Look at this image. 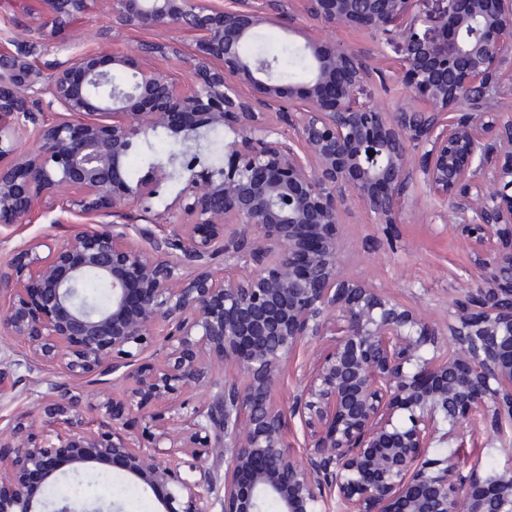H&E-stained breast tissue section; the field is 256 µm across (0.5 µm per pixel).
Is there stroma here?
<instances>
[{"label": "stroma", "instance_id": "obj_1", "mask_svg": "<svg viewBox=\"0 0 512 512\" xmlns=\"http://www.w3.org/2000/svg\"><path fill=\"white\" fill-rule=\"evenodd\" d=\"M33 25L27 0H0V49L16 59L18 82L30 81L38 72L48 73L51 64L84 51L108 52L116 41L133 45L158 37L156 31L140 30L113 39L112 15L101 4L53 41L38 38ZM309 27L323 41L366 54L373 70L367 90L382 109L391 112L398 104L412 101V93L388 65L392 50L384 40L356 28L333 31L314 21ZM438 210L437 201L420 183L411 189L410 202L395 224L375 223L361 202L349 200L341 217L340 259L345 274L441 319L460 297L474 266L454 223H443ZM76 230L74 216L67 213L56 224L45 215L31 224H0V262L26 246L47 255L49 244ZM61 378L60 368L35 365L20 342L0 335V429L20 420H36L38 403L51 383ZM94 471L110 482L86 486L81 498L72 503L75 512H160L154 493L131 475L108 464L95 465Z\"/></svg>", "mask_w": 512, "mask_h": 512}]
</instances>
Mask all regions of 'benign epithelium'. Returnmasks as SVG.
Listing matches in <instances>:
<instances>
[{
  "label": "benign epithelium",
  "mask_w": 512,
  "mask_h": 512,
  "mask_svg": "<svg viewBox=\"0 0 512 512\" xmlns=\"http://www.w3.org/2000/svg\"><path fill=\"white\" fill-rule=\"evenodd\" d=\"M300 13L332 29L385 37L412 103L385 112L366 92L361 54L304 35L300 86L240 47L256 28ZM50 37L101 2L115 29L158 41L56 64L41 87H0V223L30 224L39 202L85 219L160 195L147 225L88 226L0 267V333L68 380L40 403L45 430L19 422L0 443V512H38L35 488L60 469L110 462L156 492L162 512H512V466L465 463L464 421L493 431L512 457V0H37ZM193 37L184 53L182 37ZM186 58L191 85L166 62ZM122 70L126 78L114 79ZM37 97L58 119L21 145ZM225 128L224 165L206 162L205 132ZM164 130L194 144L129 179V155ZM418 182L457 219L477 274L435 321L339 261L340 212L358 199L395 224ZM165 227L155 233L150 225ZM88 278L107 305L80 300ZM160 357L140 361L145 337ZM448 337V347L442 338ZM323 345L288 402L272 393L305 340ZM233 364L237 378L221 377ZM132 379L99 402L112 430L85 427L73 381ZM211 394L191 414L175 398ZM147 440L118 430L124 413ZM304 447L288 452L289 422ZM165 449L166 459L157 457ZM194 463L180 471L178 458Z\"/></svg>",
  "instance_id": "1"
}]
</instances>
